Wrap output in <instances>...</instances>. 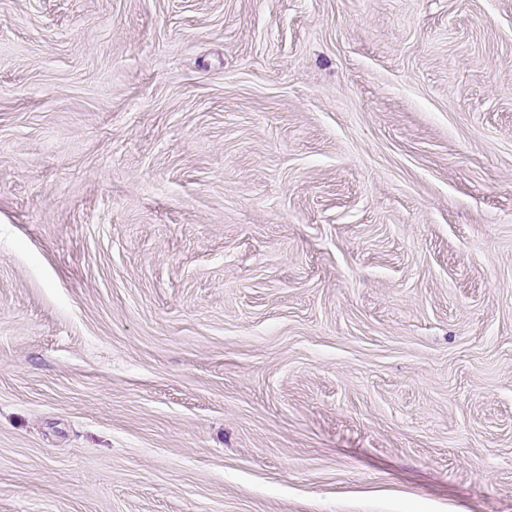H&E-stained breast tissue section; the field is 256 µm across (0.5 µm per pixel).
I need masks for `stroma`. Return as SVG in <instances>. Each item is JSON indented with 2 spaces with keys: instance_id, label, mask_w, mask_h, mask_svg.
<instances>
[{
  "instance_id": "stroma-1",
  "label": "stroma",
  "mask_w": 512,
  "mask_h": 512,
  "mask_svg": "<svg viewBox=\"0 0 512 512\" xmlns=\"http://www.w3.org/2000/svg\"><path fill=\"white\" fill-rule=\"evenodd\" d=\"M0 512H512V0H0Z\"/></svg>"
}]
</instances>
